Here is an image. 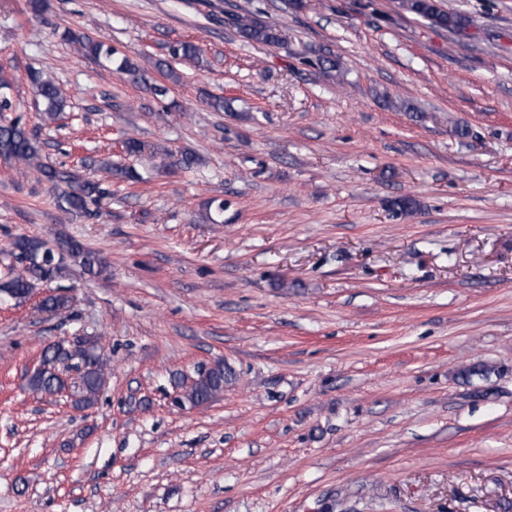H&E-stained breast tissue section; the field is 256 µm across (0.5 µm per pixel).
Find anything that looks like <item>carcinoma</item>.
I'll return each mask as SVG.
<instances>
[{"mask_svg": "<svg viewBox=\"0 0 512 512\" xmlns=\"http://www.w3.org/2000/svg\"><path fill=\"white\" fill-rule=\"evenodd\" d=\"M400 7L431 23L443 28L457 29L462 19L441 10L436 0H401ZM228 23L247 41L259 44H276L281 41L279 29L273 24H262L247 16L231 14ZM65 41L78 47L83 54L103 59L108 63H117V70L131 77L135 82H144L146 78L139 67L126 55L102 42L71 29L62 33ZM169 56L174 61L198 62L202 49L191 42H177L169 46ZM35 96L43 105L44 120L55 121L68 107L67 98L61 88L49 76L31 71L28 74ZM9 88L7 80L0 81V157L14 161L21 166L34 168L42 178L55 187L64 190L58 196L59 207L73 219H90L100 215L101 201L112 195L101 181L85 178L74 168L64 164L51 165L42 161V146L22 123L19 116L11 118L9 112L17 111L3 90ZM123 148L130 157H141L145 153L155 154L152 146L130 137L124 140ZM98 167L119 181L139 179L131 167L114 165L100 161ZM418 202L411 196L392 199L388 210L394 217H401L417 210ZM0 253L15 262L24 265L23 272L14 273V266L7 267V273L0 279V292L5 298L24 301L30 298L36 288L43 283L63 277L69 266H78L89 275L103 271V262L97 253L82 244L68 239L53 242L39 236L19 235L9 246L0 249ZM71 299L64 293H54L44 297L39 308L52 315H61L70 310ZM102 351L95 336H80L75 343L58 342L45 347L41 354L42 369L29 377L32 390L53 396L64 391L73 407L83 409L91 406L107 382V361L99 360ZM495 368L486 364H472L459 370L458 375L470 381L475 377L487 378ZM236 379L232 368L218 359L212 365L200 369L191 377H182L177 386L180 388L179 404L200 406L211 402L224 392V386Z\"/></svg>", "mask_w": 512, "mask_h": 512, "instance_id": "carcinoma-1", "label": "carcinoma"}]
</instances>
